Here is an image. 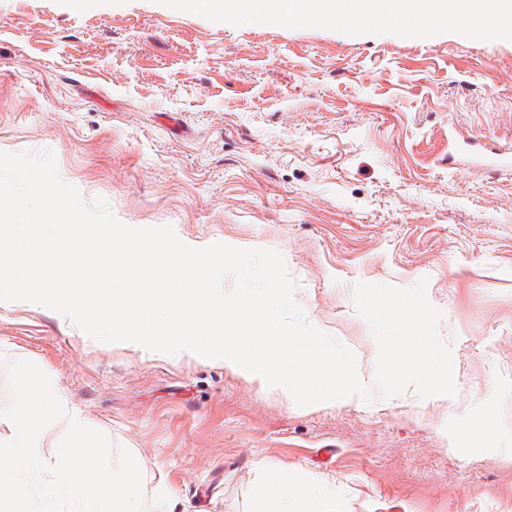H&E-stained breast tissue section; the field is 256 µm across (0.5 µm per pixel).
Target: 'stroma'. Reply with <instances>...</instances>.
<instances>
[{
    "label": "stroma",
    "mask_w": 512,
    "mask_h": 512,
    "mask_svg": "<svg viewBox=\"0 0 512 512\" xmlns=\"http://www.w3.org/2000/svg\"><path fill=\"white\" fill-rule=\"evenodd\" d=\"M512 41L234 26L156 0H0V152L51 150L84 202L186 243L279 252L307 320L374 373L356 283L443 313L455 396L300 407L223 360L105 344L0 301L37 364L134 458L147 512H251L262 459L336 512H512ZM500 417L496 439L467 429ZM333 451L323 459L321 449Z\"/></svg>",
    "instance_id": "35a3bbf8"
}]
</instances>
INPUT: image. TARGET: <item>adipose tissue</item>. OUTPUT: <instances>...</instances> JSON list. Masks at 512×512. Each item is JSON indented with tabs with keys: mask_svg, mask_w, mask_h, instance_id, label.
Segmentation results:
<instances>
[{
	"mask_svg": "<svg viewBox=\"0 0 512 512\" xmlns=\"http://www.w3.org/2000/svg\"><path fill=\"white\" fill-rule=\"evenodd\" d=\"M263 477L255 490L253 512H332L312 483L298 478L273 479L269 464H262Z\"/></svg>",
	"mask_w": 512,
	"mask_h": 512,
	"instance_id": "obj_1",
	"label": "adipose tissue"
}]
</instances>
